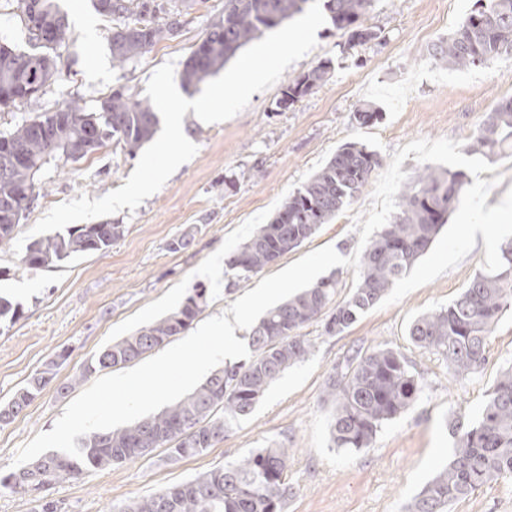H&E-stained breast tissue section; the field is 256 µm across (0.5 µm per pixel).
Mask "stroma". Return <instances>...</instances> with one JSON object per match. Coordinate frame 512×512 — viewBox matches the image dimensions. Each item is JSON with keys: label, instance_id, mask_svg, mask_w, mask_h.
I'll return each mask as SVG.
<instances>
[{"label": "stroma", "instance_id": "35a3bbf8", "mask_svg": "<svg viewBox=\"0 0 512 512\" xmlns=\"http://www.w3.org/2000/svg\"><path fill=\"white\" fill-rule=\"evenodd\" d=\"M180 12L182 27L150 52L126 63L112 58V23L92 0H63L69 35L58 47L66 73L37 97L0 111V131L21 118L53 112L78 100L94 112L112 91L141 99L159 66L182 65L220 14L224 0H158ZM475 0H373L361 19L373 39L349 45L332 21L317 32V45L291 65L280 82L253 94L235 117L207 124L183 118L185 136L198 151L165 185L136 209L109 215L124 234L106 250L72 259L55 269H30L12 249H0V295L20 306L15 320L0 322V402L57 361L55 383L37 393L10 424L0 425V478L9 475L17 450L37 433L52 430L64 408L98 377L90 364L113 342L134 335L178 309L195 286L206 290L198 322L219 315L257 279L237 281L225 266L228 253L268 223L290 194L350 142L375 151L383 164L415 139L449 138L469 143L486 114L512 99V57L454 70L436 62L429 45L448 36ZM328 62L327 79L288 109L278 101L284 83ZM377 107L379 118L359 125L355 112ZM135 160L107 144L77 163H52L20 220L31 229L53 206L80 195L96 199L120 188ZM372 188L299 248L269 266L276 273L325 245L345 257L358 247L354 224L371 203ZM193 243L171 251L186 226ZM485 244L453 270L394 305L371 308L347 332L324 334L321 322L302 330L311 354L266 392L252 414L205 453L170 458L166 449L79 476L53 481L43 496L60 512H117L213 468L235 462L272 443L288 448L291 495L284 512H406L407 504L444 467L455 444L454 421L475 422L500 372L512 366V309L503 313L488 343L481 373L458 380L443 357L418 348L408 336L417 316L445 307L483 269ZM400 351L425 387L416 403L385 423L372 447L348 452L334 447V403L326 381L336 363L356 347ZM68 385L58 393V385ZM450 512H512V480L456 501Z\"/></svg>", "mask_w": 512, "mask_h": 512}]
</instances>
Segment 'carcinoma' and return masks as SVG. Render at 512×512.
Listing matches in <instances>:
<instances>
[{
    "label": "carcinoma",
    "mask_w": 512,
    "mask_h": 512,
    "mask_svg": "<svg viewBox=\"0 0 512 512\" xmlns=\"http://www.w3.org/2000/svg\"><path fill=\"white\" fill-rule=\"evenodd\" d=\"M310 0H224V11L212 22L201 43L183 62L180 81L195 88L223 68L239 50L266 31L303 14ZM372 0H326L336 29L351 43L365 42L360 16ZM16 17L29 33L30 51L0 43V95L19 94L22 84L39 89L60 78L57 47L69 24L57 0H16ZM97 11L118 21L112 28V58L122 64L149 52L179 27L177 14L151 0H95ZM52 29L56 39L43 41ZM431 55L450 68L483 66L512 56V0H476L474 9L450 36L431 47ZM321 63L289 82L279 107L286 110L324 81ZM159 118L151 102L132 99L116 90L88 112L78 102L63 112L23 118L0 139L20 150L25 160L13 162L0 151V247L16 239L19 223L8 213L23 212L26 192L38 188V175L63 158L78 162L108 142L130 157L154 137ZM512 141V100L487 113L467 152L497 156ZM380 166L378 154L362 144L347 143L326 165L288 196L275 216L229 254L225 264L242 279L261 272L309 240L366 188ZM467 176L462 171L426 167L405 183L394 222L384 225L364 246L356 288L336 302L339 281L324 277L265 313L252 330L251 359L210 374L191 394L164 412L129 427L93 431L77 440L82 457L52 453L0 479L12 492L37 491L52 480L83 471L144 458L166 447L172 458L202 454L233 426L246 419L267 389L288 368L310 354L312 344L300 330L322 321L324 332L338 335L374 307L415 264L448 222ZM124 234L121 224L103 222L68 228L26 246L21 262L30 269H54L78 256L105 250ZM504 268L478 273L448 306L422 314L408 328L419 348L441 355L458 380L478 374L488 362V340L501 314L512 309V242L500 248ZM205 289L195 287L183 305L135 335L105 348L91 368L104 370L129 363L163 346L190 328L202 311ZM52 361L0 405V424H8L55 378ZM424 387L399 351L378 347L358 349L338 363L326 382L335 402L331 424L334 447L358 451L371 447L388 421L414 405ZM451 460L427 482L407 512H449V506L485 486L512 477V368L503 371L487 394L480 418L458 423L453 432ZM288 449L275 443L240 460L214 468L190 481L173 485L122 507L119 512H283L290 486Z\"/></svg>",
    "instance_id": "1"
}]
</instances>
